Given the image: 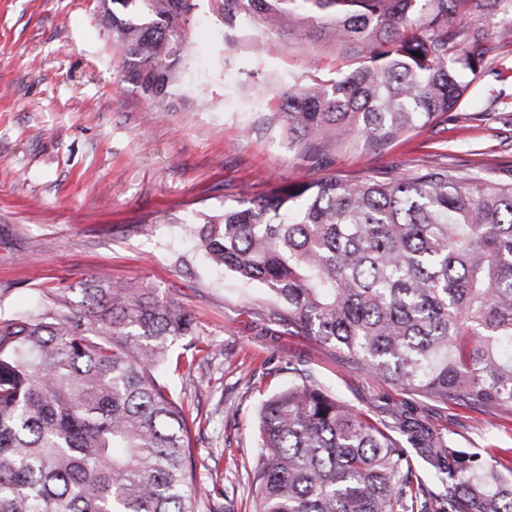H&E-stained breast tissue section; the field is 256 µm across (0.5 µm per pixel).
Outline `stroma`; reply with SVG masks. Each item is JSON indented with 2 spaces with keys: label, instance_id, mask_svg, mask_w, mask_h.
I'll list each match as a JSON object with an SVG mask.
<instances>
[{
  "label": "stroma",
  "instance_id": "obj_1",
  "mask_svg": "<svg viewBox=\"0 0 512 512\" xmlns=\"http://www.w3.org/2000/svg\"><path fill=\"white\" fill-rule=\"evenodd\" d=\"M218 0H195L181 82L161 109L122 76L97 0H0V312L57 308L62 288L107 274L177 298L200 347L189 372L163 371L191 420L196 476L220 480L210 512H255L260 408L302 370L376 419L409 416L469 452L512 448V415L441 404L351 369L273 319L263 284L210 268L184 224L324 172L406 176L432 162L512 178V53L489 55L465 94L487 113H447L384 149L330 146L328 168L266 125L289 83L328 77L336 53L289 41L266 50L244 24L226 43Z\"/></svg>",
  "mask_w": 512,
  "mask_h": 512
}]
</instances>
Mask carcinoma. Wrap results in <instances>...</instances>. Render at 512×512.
Listing matches in <instances>:
<instances>
[{
  "mask_svg": "<svg viewBox=\"0 0 512 512\" xmlns=\"http://www.w3.org/2000/svg\"><path fill=\"white\" fill-rule=\"evenodd\" d=\"M124 79L158 106L184 68L194 0H100ZM224 38L329 43L336 76L288 87L283 123L309 160L371 149L448 112L512 46V0H220ZM500 13L494 43L458 19ZM210 265L266 285L272 316L400 390L512 412V181L429 164L408 176L328 174L187 224ZM76 292L75 301L70 294ZM59 313L0 315V512H199L182 402L161 382L197 324L154 288L95 276ZM386 425L310 376L260 412L257 512H512V448L431 442L433 486Z\"/></svg>",
  "mask_w": 512,
  "mask_h": 512,
  "instance_id": "obj_1",
  "label": "carcinoma"
}]
</instances>
